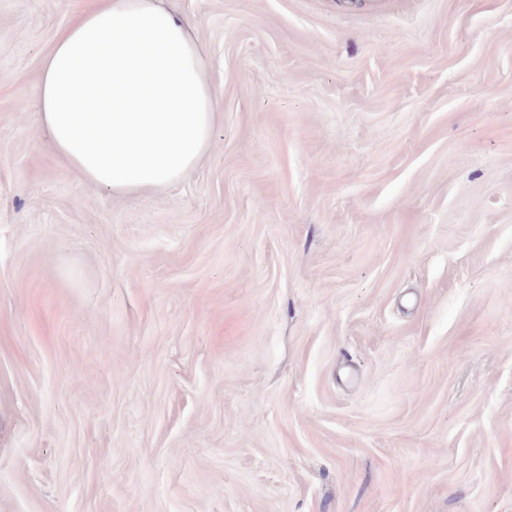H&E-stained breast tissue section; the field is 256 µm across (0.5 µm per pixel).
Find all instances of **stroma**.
I'll return each instance as SVG.
<instances>
[{
	"instance_id": "obj_1",
	"label": "stroma",
	"mask_w": 512,
	"mask_h": 512,
	"mask_svg": "<svg viewBox=\"0 0 512 512\" xmlns=\"http://www.w3.org/2000/svg\"><path fill=\"white\" fill-rule=\"evenodd\" d=\"M98 0H0V512H512V0H167L182 181L67 170Z\"/></svg>"
}]
</instances>
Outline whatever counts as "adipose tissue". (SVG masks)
<instances>
[{
  "label": "adipose tissue",
  "mask_w": 512,
  "mask_h": 512,
  "mask_svg": "<svg viewBox=\"0 0 512 512\" xmlns=\"http://www.w3.org/2000/svg\"><path fill=\"white\" fill-rule=\"evenodd\" d=\"M37 120L88 182L128 195L159 190L211 148L218 101L203 51L163 0H105L47 55Z\"/></svg>",
  "instance_id": "obj_1"
}]
</instances>
